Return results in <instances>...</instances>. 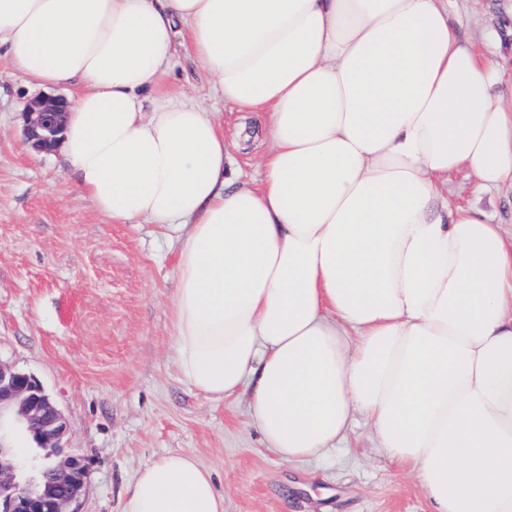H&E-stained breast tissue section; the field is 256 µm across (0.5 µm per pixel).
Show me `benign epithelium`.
I'll list each match as a JSON object with an SVG mask.
<instances>
[{"label":"benign epithelium","mask_w":512,"mask_h":512,"mask_svg":"<svg viewBox=\"0 0 512 512\" xmlns=\"http://www.w3.org/2000/svg\"><path fill=\"white\" fill-rule=\"evenodd\" d=\"M71 107L60 93H41L21 112L25 140L38 153L59 145ZM10 412L40 443L36 454L0 444V512H71L84 488L83 457L61 446L67 422L53 398L31 375L0 364V418Z\"/></svg>","instance_id":"7a95c632"}]
</instances>
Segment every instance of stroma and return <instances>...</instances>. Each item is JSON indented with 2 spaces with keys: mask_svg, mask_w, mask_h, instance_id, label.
I'll use <instances>...</instances> for the list:
<instances>
[{
  "mask_svg": "<svg viewBox=\"0 0 512 512\" xmlns=\"http://www.w3.org/2000/svg\"><path fill=\"white\" fill-rule=\"evenodd\" d=\"M458 34L482 43L512 26V0H455ZM172 80L223 113L226 143L236 116L189 53ZM0 64V363L32 375L68 422L64 447L87 465L75 512H122L134 478L170 452L214 475L224 512H431L415 477L377 448L356 414L347 446L299 464L278 459L249 416V394L220 403L184 384L170 360L169 303L179 245L151 224H115L68 178L61 151L32 152L20 114L39 95ZM448 197L476 202L512 228V186L474 196L467 170Z\"/></svg>",
  "mask_w": 512,
  "mask_h": 512,
  "instance_id": "35a3bbf8",
  "label": "stroma"
}]
</instances>
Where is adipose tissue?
I'll return each instance as SVG.
<instances>
[{"label": "adipose tissue", "instance_id": "adipose-tissue-1", "mask_svg": "<svg viewBox=\"0 0 512 512\" xmlns=\"http://www.w3.org/2000/svg\"><path fill=\"white\" fill-rule=\"evenodd\" d=\"M450 0H0V63L80 87L62 150L115 224L179 235L172 361L213 402L249 392L285 462L353 417L433 512H512V234L448 199L512 184V99ZM186 50L225 104L266 116L257 179L224 122L170 89ZM122 512H224L211 471L165 455Z\"/></svg>", "mask_w": 512, "mask_h": 512}]
</instances>
